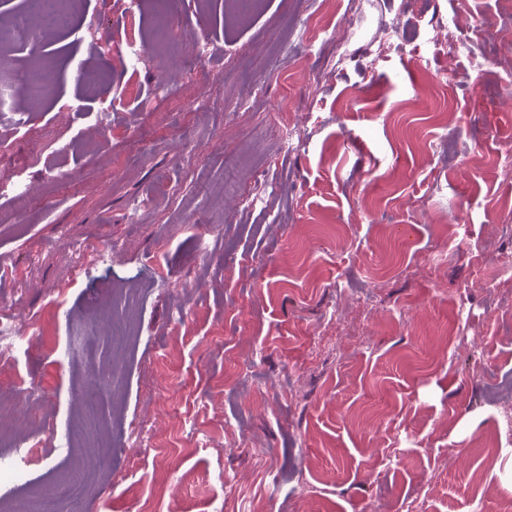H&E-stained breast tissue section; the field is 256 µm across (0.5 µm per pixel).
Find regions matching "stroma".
Here are the masks:
<instances>
[{
    "label": "stroma",
    "mask_w": 512,
    "mask_h": 512,
    "mask_svg": "<svg viewBox=\"0 0 512 512\" xmlns=\"http://www.w3.org/2000/svg\"><path fill=\"white\" fill-rule=\"evenodd\" d=\"M76 0L0 61V317L46 357L0 360L40 444L0 497L74 476L61 451L107 289L141 294L120 394L94 413L108 482L83 512H494L512 502V94L477 88L431 29L497 46L512 87V0ZM396 47H379L391 19ZM164 36L127 61L131 42ZM111 38L101 56L99 37ZM49 65L27 103L16 72ZM111 71L86 92L80 68ZM175 73L160 86V71ZM300 120L302 149L266 134ZM274 192L246 204L254 172ZM204 260H197L199 249ZM332 21L333 16L329 13H323L322 9H320L306 16L303 20V24L299 26L297 30H299L302 36L311 38L320 30L332 27Z\"/></svg>",
    "instance_id": "1"
}]
</instances>
